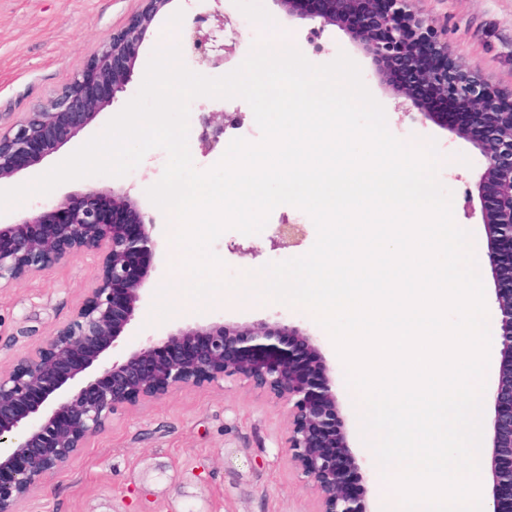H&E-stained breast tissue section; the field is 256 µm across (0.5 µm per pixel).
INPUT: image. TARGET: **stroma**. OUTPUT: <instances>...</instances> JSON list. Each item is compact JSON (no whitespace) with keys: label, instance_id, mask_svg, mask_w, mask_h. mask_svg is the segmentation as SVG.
I'll return each mask as SVG.
<instances>
[{"label":"stroma","instance_id":"1","mask_svg":"<svg viewBox=\"0 0 512 512\" xmlns=\"http://www.w3.org/2000/svg\"><path fill=\"white\" fill-rule=\"evenodd\" d=\"M262 4L276 22L278 38L296 46L312 64L332 62L342 52L352 58L383 106L393 135L407 142L435 140L442 158L439 180L452 194L454 220L469 225L478 242H485L481 214L469 201L483 170L472 143L442 125L417 119L416 108L380 83L370 59L342 28L330 25L317 34L314 20L289 15L274 0H262ZM141 7V0H0V125L16 123L55 96ZM410 8L428 23L447 29L448 51L456 63L477 71L490 85L512 88V0H412ZM213 9L230 20L240 38L224 62L202 68L201 73L219 77L236 69L262 36L261 26L233 0H170L137 49L126 91L72 140L16 173L8 187L52 168L102 131L137 94L154 41L169 37L181 43V34L194 16ZM194 105L195 127H202L204 117L221 112L231 130L230 136L217 140L190 141L196 169L204 171L216 164L230 138L259 140L260 130L245 100L198 97ZM167 159L166 151L158 148L125 176H91L63 183L53 198L37 199L28 210H1L0 224L17 223L27 214L40 212L48 201L76 197L91 188L129 192L139 210L152 219L157 248L138 313L114 349V357L137 348L148 337L165 335L187 323L270 319L309 330L318 336L335 372L349 444L365 460L369 507L371 512H381V471L361 439L360 416L342 363L327 332L307 312L273 301L244 304L230 295L221 303L191 300L186 310L173 312L172 298L179 295L184 278L177 267L181 253L170 241L172 221L146 195L147 188L161 178ZM284 223L300 224L305 230L300 245L288 252L273 249L270 242L277 225ZM315 239L310 217L296 207L281 205L261 233L247 236L227 231L214 250L226 264V275L239 277L267 262L303 255ZM97 273V258L79 253L0 289V370L12 367L67 322L95 287ZM317 508L315 495L288 457L286 407L247 381L226 379L175 389L119 409L65 470L48 477L20 502L18 512H316Z\"/></svg>","mask_w":512,"mask_h":512}]
</instances>
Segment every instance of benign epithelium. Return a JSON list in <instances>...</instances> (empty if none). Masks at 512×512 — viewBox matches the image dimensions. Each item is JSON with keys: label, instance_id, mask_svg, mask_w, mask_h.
I'll return each instance as SVG.
<instances>
[{"label": "benign epithelium", "instance_id": "benign-epithelium-1", "mask_svg": "<svg viewBox=\"0 0 512 512\" xmlns=\"http://www.w3.org/2000/svg\"><path fill=\"white\" fill-rule=\"evenodd\" d=\"M128 25L110 35L87 67L39 110L20 122L0 127V179L9 178L22 161L32 165L71 140L100 111L126 91L135 50L157 13L169 0H144ZM283 10L320 19V28L350 31L395 93L414 99V86L451 96L460 125L452 131L469 137L486 103L497 99L503 111L471 140L483 171L478 197L491 192V206L481 205L488 258L495 284L501 366L492 392V418L484 461L492 482L493 512H512V90L495 88L474 73L448 84L441 71L426 66L414 84H403L381 69L384 60L428 42L437 55H448V42L437 29L407 9L408 0H316L306 11L302 0H273ZM227 17H195L187 51L200 65L215 66L224 56L201 24ZM126 192L90 189L78 201L64 199L53 208L16 224L0 225V288L48 270L80 252L102 255L98 285L73 317L41 346L0 370V507L17 505L45 479L69 465L86 441L102 431L120 408L169 391L227 378L244 379L288 406V453L315 493L319 512H369L349 477L358 475L359 459L339 426L336 380L317 337L281 321L249 324L212 322L179 326L157 339L148 338L123 360L104 366L100 375L68 388L119 345L136 317L146 274L143 260L156 248L149 227ZM304 236L299 224H280L273 246L289 249Z\"/></svg>", "mask_w": 512, "mask_h": 512}]
</instances>
